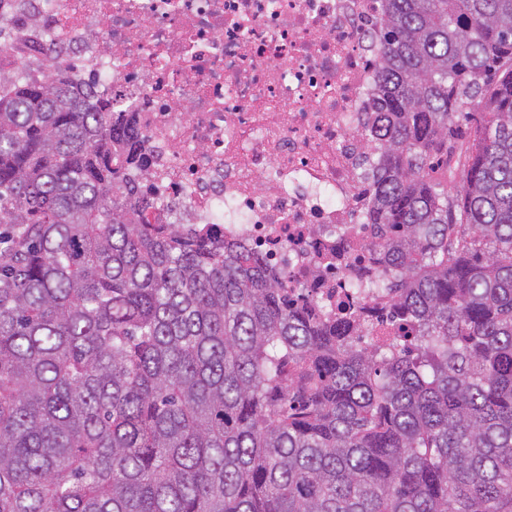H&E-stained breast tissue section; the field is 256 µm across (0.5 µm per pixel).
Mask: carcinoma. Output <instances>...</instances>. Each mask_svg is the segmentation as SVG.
<instances>
[{"label": "carcinoma", "instance_id": "cac0c4a2", "mask_svg": "<svg viewBox=\"0 0 512 512\" xmlns=\"http://www.w3.org/2000/svg\"><path fill=\"white\" fill-rule=\"evenodd\" d=\"M376 22L379 344L141 223V134L91 87L0 81V512H512V0Z\"/></svg>", "mask_w": 512, "mask_h": 512}]
</instances>
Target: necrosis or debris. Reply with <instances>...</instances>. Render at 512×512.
<instances>
[{
    "instance_id": "necrosis-or-debris-1",
    "label": "necrosis or debris",
    "mask_w": 512,
    "mask_h": 512,
    "mask_svg": "<svg viewBox=\"0 0 512 512\" xmlns=\"http://www.w3.org/2000/svg\"><path fill=\"white\" fill-rule=\"evenodd\" d=\"M377 0H0V70L52 54L135 118L149 224L217 226L339 313L371 263Z\"/></svg>"
}]
</instances>
